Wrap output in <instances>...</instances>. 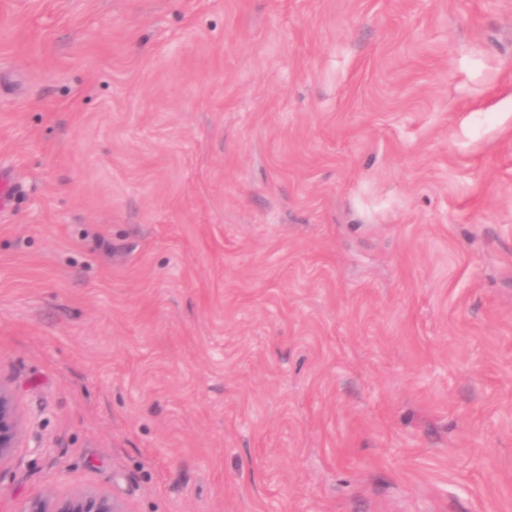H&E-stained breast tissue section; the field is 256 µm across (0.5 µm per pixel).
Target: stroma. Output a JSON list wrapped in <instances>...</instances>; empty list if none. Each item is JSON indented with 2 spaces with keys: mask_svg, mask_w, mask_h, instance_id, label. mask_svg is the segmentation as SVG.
I'll use <instances>...</instances> for the list:
<instances>
[{
  "mask_svg": "<svg viewBox=\"0 0 512 512\" xmlns=\"http://www.w3.org/2000/svg\"><path fill=\"white\" fill-rule=\"evenodd\" d=\"M0 512H512V0H0ZM20 444V418L8 388L0 384V466L10 460ZM20 512H123L108 495L80 493L70 496L47 494L26 501Z\"/></svg>",
  "mask_w": 512,
  "mask_h": 512,
  "instance_id": "obj_1",
  "label": "stroma"
}]
</instances>
